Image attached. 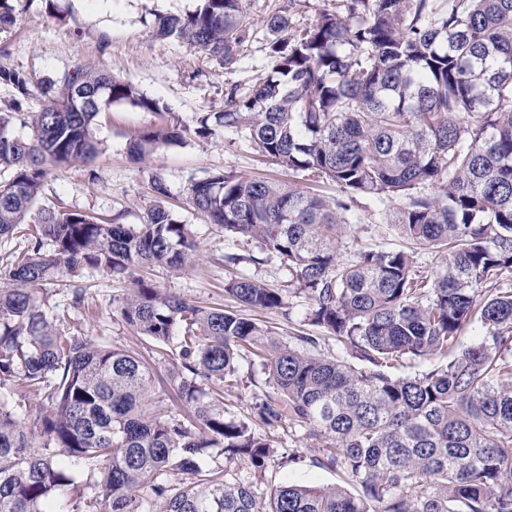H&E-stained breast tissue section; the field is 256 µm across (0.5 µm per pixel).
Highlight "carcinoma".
<instances>
[{
    "mask_svg": "<svg viewBox=\"0 0 512 512\" xmlns=\"http://www.w3.org/2000/svg\"><path fill=\"white\" fill-rule=\"evenodd\" d=\"M261 24L273 73L245 94L225 88L216 120L280 166L327 177L340 195L216 173L191 183L188 199L208 223L258 245L260 255L227 253L225 265L278 261L289 292L310 300L309 323L347 356L321 354L309 335L291 347L252 318L148 284L143 269L181 270L198 252L160 177L139 224L45 209L25 244L0 256V384L17 379L45 402L26 423L0 400V512H512V0H336L295 35L280 10ZM155 28L231 72L250 22L242 0H202ZM31 83L0 67L17 96ZM106 99L160 110L81 64L30 115L29 139L0 113L1 240L20 233L47 167L97 154ZM181 139V126L166 125L129 150ZM361 196L399 201L387 219L434 255V274L415 271L403 249L340 261ZM83 269L131 277L121 318L158 344L178 340L171 378L191 418L158 413L138 355L47 316L44 287ZM224 291L243 307L285 305L279 289L241 274ZM475 323L486 334L464 348L460 335ZM432 355L441 363L427 370L390 371ZM246 356L264 374L248 422L224 409ZM285 420L317 441L313 463L340 469L353 491L288 483L264 503L254 484L204 465L216 450L264 474L274 448L253 425Z\"/></svg>",
    "mask_w": 512,
    "mask_h": 512,
    "instance_id": "cac0c4a2",
    "label": "carcinoma"
}]
</instances>
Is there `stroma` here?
<instances>
[{"label":"stroma","instance_id":"obj_1","mask_svg":"<svg viewBox=\"0 0 512 512\" xmlns=\"http://www.w3.org/2000/svg\"><path fill=\"white\" fill-rule=\"evenodd\" d=\"M200 0H13L12 25L0 28V66L33 72L30 94L15 103L10 88L0 85V112L14 113L16 136L27 139L32 129L28 113L37 111L47 87L59 85L74 66L92 63L140 92L157 99L161 109L146 111L117 103L99 118L95 137L99 154L85 164L50 168L36 209L60 205L101 218L120 217L122 223L137 224L151 203L150 183L161 176L171 195L174 217L192 225L199 252L193 267L178 271L158 269L145 277L158 288L178 294L206 307L234 309L224 293V281L232 274L224 255L237 251L241 243L222 229L207 223L187 200L192 182L217 172L292 185L303 192L336 196L334 183L311 172H290L255 152L245 135L213 121V113L224 109V86L238 84L249 90L257 72L274 67L269 52L270 36L260 21L273 6L287 8L294 29L300 30L332 10L334 0H243V9L254 26L236 71L228 73L214 60L196 53L174 39L155 35L153 23L159 15H185ZM210 118L211 133H196L203 118ZM179 119L186 131L182 141L161 146L144 159L132 160L129 140L135 134ZM360 224L354 225L340 250L350 258L361 248L399 249L403 243L395 228L384 219L385 204L370 197L358 198ZM269 287L285 289L284 309L251 311V318L273 327L281 338L297 333L318 337L319 352L341 355L335 337L310 325L309 300L287 292L290 276L279 262L249 269ZM130 287L128 278L99 270H82L73 287L49 286L41 296L48 316L63 320L69 333L90 336L111 347L136 353L149 366L154 400L167 415L180 418L187 410L180 402L169 372L177 359L176 345L160 346L136 333L120 316V302ZM263 435L275 453L260 484L262 495L276 485L297 482L309 485L339 484L340 471L314 465L317 449L306 430L281 425L266 427Z\"/></svg>","mask_w":512,"mask_h":512}]
</instances>
